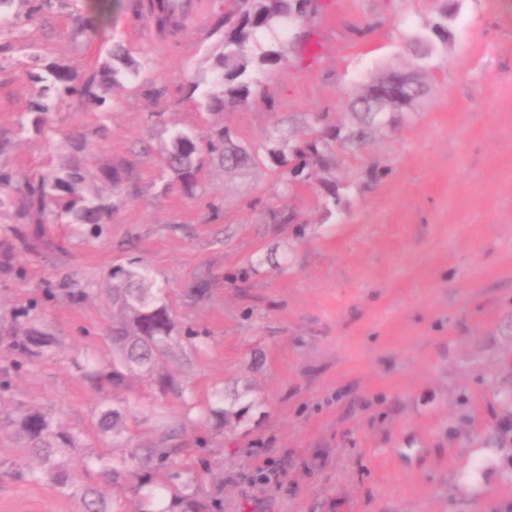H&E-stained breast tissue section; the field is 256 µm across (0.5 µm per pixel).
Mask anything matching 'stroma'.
Returning <instances> with one entry per match:
<instances>
[{
    "label": "stroma",
    "mask_w": 512,
    "mask_h": 512,
    "mask_svg": "<svg viewBox=\"0 0 512 512\" xmlns=\"http://www.w3.org/2000/svg\"><path fill=\"white\" fill-rule=\"evenodd\" d=\"M85 3L49 0L0 32V167L16 174L0 186V329L38 300L57 343L21 361L0 343V412L21 403L83 432L75 467L110 448L89 430L102 396L73 360L111 359L107 273L133 261L174 307L178 342L157 371L184 396L133 375L128 424L145 443L153 412L186 422L189 495L217 512H512V0H311L282 60L219 115L191 86L211 77L228 0L174 37L123 9L77 33ZM440 22L447 40L413 57L408 40ZM116 43L140 76L35 126L46 66L86 80ZM392 65L423 67L417 111L366 149L335 150L314 180L210 159L188 195L163 170L158 149L180 128L220 122L256 149L274 127L296 143L318 115L350 125L348 92ZM72 158L113 206L106 236L48 222L22 244L24 179ZM115 165L130 174L119 195L97 178ZM215 403L223 420L199 418ZM37 463L0 435V512H78L14 479Z\"/></svg>",
    "instance_id": "stroma-1"
}]
</instances>
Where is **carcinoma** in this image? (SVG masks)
Segmentation results:
<instances>
[{"label":"carcinoma","mask_w":512,"mask_h":512,"mask_svg":"<svg viewBox=\"0 0 512 512\" xmlns=\"http://www.w3.org/2000/svg\"><path fill=\"white\" fill-rule=\"evenodd\" d=\"M184 0H158L149 3L148 12L157 28L175 18L183 7ZM310 0H234L233 9L225 15V21L233 24L224 30V38L212 49L208 61L213 79L203 91V99L209 108H229L246 102L254 73L274 65L282 59L281 45L275 44L264 51L254 53L259 37L269 34L277 37L283 22L302 20L307 13ZM112 0H91L93 17L82 21L79 31L94 29V20L106 22L111 12ZM408 48L423 60L433 51V41L426 36H416L408 42ZM111 59L127 68L123 72L106 63L102 66L99 83L114 86L123 76L139 75L138 65L127 59L124 49H112ZM399 70L390 69L362 86L360 97L349 105L354 124L325 131L315 126L304 133L299 144L287 148L280 140L279 129L273 128L267 135L264 151L271 164L288 174L290 158L308 164L323 166L327 161L331 143L361 148L368 144L373 129L377 126L376 113L360 111L361 103L377 91L392 86L397 81ZM420 90L407 92L397 99L400 111H415L418 101L425 95L426 85L421 69L409 70ZM41 83L38 101L35 103L36 121L45 125L48 116L57 105L78 97L85 103H103V99L92 90V83L83 82L69 68L59 64L47 67L46 74L38 77ZM201 135L192 131L173 134L171 144L163 155L164 171L170 173L184 188L196 187L199 173L204 166L203 154L217 155L224 162L227 172L239 170L248 164L259 165V151L234 142L232 132L224 126L212 128L206 146L199 145ZM25 199L19 210V218L30 225L29 234L36 236L47 213L59 220H67L74 234L99 238L105 232V220L109 208L97 201L98 194L86 183V176L78 163L64 167L62 174L43 173L25 180ZM112 280V308L118 312V320L112 324V362L102 366L87 357L76 363L77 369L92 380L100 389L112 391L118 397L127 387L128 380L138 372H150L162 362L174 341L176 323L172 306L161 288L154 286L147 275L137 266H119L110 273ZM37 304L33 303L14 313L17 325L25 326L20 333L10 336L8 347L19 358L50 351L55 345L53 336L46 331L30 326L37 317ZM95 429L112 435V443L123 449L115 455L100 453L85 466L88 476H101L112 484L122 487L129 477H137L135 492L142 494V512H206V505L191 501L184 494L187 483L182 481L183 471L171 461L173 448L172 430L164 422L153 429L154 440L148 444H137L129 435L126 412L117 405L95 415ZM14 428L28 445L24 450L37 455L40 469H29L16 473L24 481H49L61 494L80 495L82 512H109L107 503L90 486L78 487L76 477L69 468L68 452L82 444L83 434L63 429L51 415L39 410L17 409V416L0 418V430Z\"/></svg>","instance_id":"cac0c4a2"}]
</instances>
